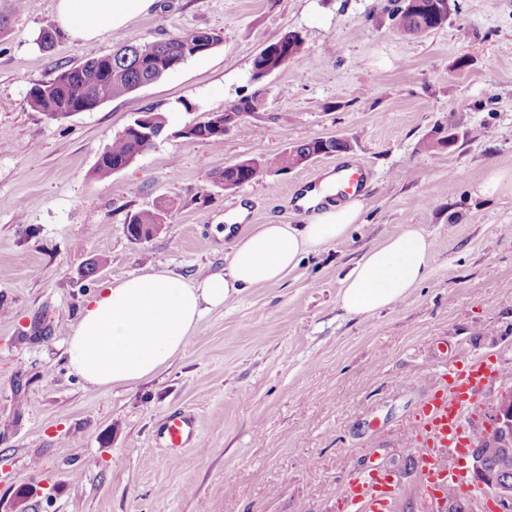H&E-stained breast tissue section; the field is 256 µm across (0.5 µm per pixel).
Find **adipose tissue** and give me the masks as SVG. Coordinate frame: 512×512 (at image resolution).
I'll list each match as a JSON object with an SVG mask.
<instances>
[{
    "label": "adipose tissue",
    "instance_id": "obj_1",
    "mask_svg": "<svg viewBox=\"0 0 512 512\" xmlns=\"http://www.w3.org/2000/svg\"><path fill=\"white\" fill-rule=\"evenodd\" d=\"M155 0H57L56 19L86 43L124 28ZM359 203H326L304 224L227 225L234 244L227 268L201 278L166 271L130 275L104 285L84 305L66 340L70 370L94 388L153 377L180 354L205 312L245 289L276 285L302 259L346 239L360 219ZM432 239L414 227L385 238L347 271L341 308L369 317L403 301L427 276Z\"/></svg>",
    "mask_w": 512,
    "mask_h": 512
}]
</instances>
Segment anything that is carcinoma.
<instances>
[{
  "instance_id": "cac0c4a2",
  "label": "carcinoma",
  "mask_w": 512,
  "mask_h": 512,
  "mask_svg": "<svg viewBox=\"0 0 512 512\" xmlns=\"http://www.w3.org/2000/svg\"><path fill=\"white\" fill-rule=\"evenodd\" d=\"M442 0H404L391 13L397 31L413 34L419 30L428 33L441 27L448 19L442 12ZM205 41L215 47L220 36L211 31H193L171 36L163 41L120 49L109 55H88L74 65L59 68L55 76L32 86L28 93L30 107L53 119H62L89 105L103 103L126 96L150 85L165 75L155 63L156 59L180 55L188 59L197 56L194 44ZM305 52V40L300 33L287 31L268 43L253 59L252 80L256 83L269 73L287 65ZM263 108L261 90L232 102L222 112L183 128L180 136L189 143L210 141L217 138V126L227 123L234 126L242 117ZM149 128L142 131L129 129L112 138L111 144L97 160L96 175L105 179L130 165L137 157L151 151L165 130L166 119L159 113L145 112ZM347 143L333 137H316L299 142L282 151L273 159L261 156L242 160L224 167L215 175V181L226 190H233L256 179L270 167L284 172L297 168L314 156L339 153ZM167 208L163 205L153 210L130 215L126 223L127 236L132 240L150 238L165 224Z\"/></svg>"
}]
</instances>
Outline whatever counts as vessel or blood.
<instances>
[{
    "instance_id": "b4317fda",
    "label": "vessel or blood",
    "mask_w": 512,
    "mask_h": 512,
    "mask_svg": "<svg viewBox=\"0 0 512 512\" xmlns=\"http://www.w3.org/2000/svg\"><path fill=\"white\" fill-rule=\"evenodd\" d=\"M335 176L338 195L362 194L366 175L361 168L341 164L336 167ZM500 375L490 357L466 351L449 364L441 389L420 406L422 430L430 447L418 466L417 479L421 486L442 494L457 490V474L440 463L436 451L445 448L459 454L466 452L472 440L469 412L475 396L484 382ZM195 430L194 417L179 413L167 417L162 433L171 446L177 447L191 442ZM395 493L392 482L379 469L354 473L343 494L345 512H388Z\"/></svg>"
}]
</instances>
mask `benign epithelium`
Instances as JSON below:
<instances>
[{
	"label": "benign epithelium",
	"instance_id": "obj_1",
	"mask_svg": "<svg viewBox=\"0 0 512 512\" xmlns=\"http://www.w3.org/2000/svg\"><path fill=\"white\" fill-rule=\"evenodd\" d=\"M476 483L494 496L499 512H512V483L499 479L488 465L496 460L501 469L512 468V389L503 390L484 424V438L469 450Z\"/></svg>",
	"mask_w": 512,
	"mask_h": 512
}]
</instances>
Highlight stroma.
<instances>
[{
  "label": "stroma",
  "instance_id": "35a3bbf8",
  "mask_svg": "<svg viewBox=\"0 0 512 512\" xmlns=\"http://www.w3.org/2000/svg\"><path fill=\"white\" fill-rule=\"evenodd\" d=\"M453 2L441 28L408 36L390 0H156L88 45L60 31L56 0H0V512H339L345 483L370 464L393 477L390 512H432L415 472L420 403L463 350L512 374V197L475 194L490 169L512 171V0ZM196 30L222 41L125 97L64 119L28 104L34 84L88 52ZM289 30L306 51L258 85L261 112L218 140L179 137L253 92L255 55ZM144 111L167 132L97 179L100 154ZM440 127L454 144L428 148ZM328 136L348 150L233 191L213 181ZM343 160L370 172L349 239L207 313L150 379L94 389L70 371L67 332L100 285L223 271L225 224L306 223L296 197ZM161 201L163 229L129 241L130 214ZM408 224L435 243L425 280L373 317L346 314L344 274ZM179 412L197 431L171 448L161 424Z\"/></svg>",
  "mask_w": 512,
  "mask_h": 512
}]
</instances>
